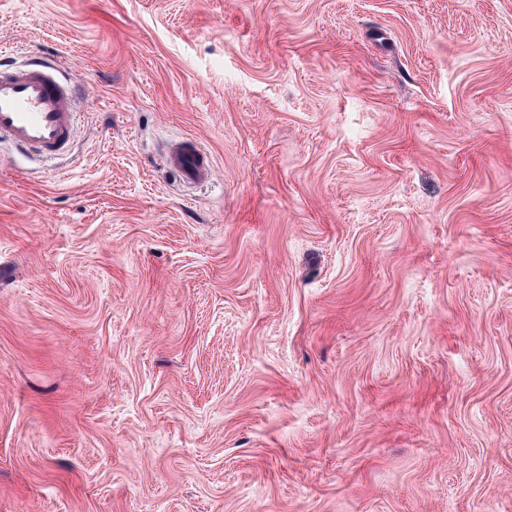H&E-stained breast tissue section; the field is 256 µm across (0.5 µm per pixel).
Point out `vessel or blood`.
Masks as SVG:
<instances>
[{
	"instance_id": "vessel-or-blood-1",
	"label": "vessel or blood",
	"mask_w": 512,
	"mask_h": 512,
	"mask_svg": "<svg viewBox=\"0 0 512 512\" xmlns=\"http://www.w3.org/2000/svg\"><path fill=\"white\" fill-rule=\"evenodd\" d=\"M74 118L73 90L51 61L35 57L22 66L0 67V135L20 152L68 153ZM166 163L187 186L209 182L214 174L210 155L191 139L178 143Z\"/></svg>"
}]
</instances>
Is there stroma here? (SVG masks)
<instances>
[{
	"mask_svg": "<svg viewBox=\"0 0 512 512\" xmlns=\"http://www.w3.org/2000/svg\"><path fill=\"white\" fill-rule=\"evenodd\" d=\"M1 46L79 115L0 141V512H512V0H0ZM166 164L186 186L209 182L214 174L210 155L195 140H182L167 156Z\"/></svg>",
	"mask_w": 512,
	"mask_h": 512,
	"instance_id": "1",
	"label": "stroma"
}]
</instances>
